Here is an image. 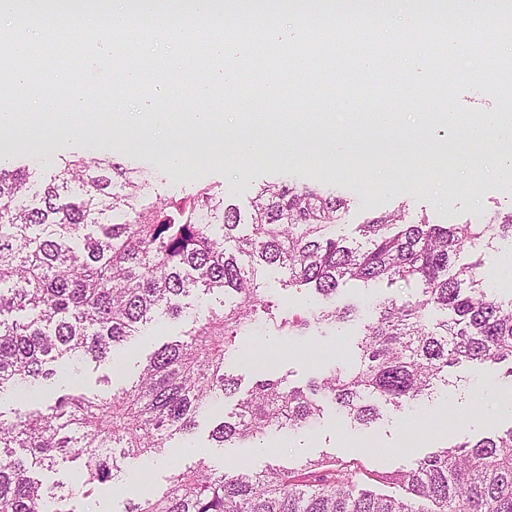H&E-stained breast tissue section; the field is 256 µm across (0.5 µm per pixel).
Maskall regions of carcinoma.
Listing matches in <instances>:
<instances>
[{
  "label": "carcinoma",
  "mask_w": 512,
  "mask_h": 512,
  "mask_svg": "<svg viewBox=\"0 0 512 512\" xmlns=\"http://www.w3.org/2000/svg\"><path fill=\"white\" fill-rule=\"evenodd\" d=\"M30 178L0 167V391L22 389L47 408L0 411V512H90L86 500L99 486L135 460L165 454L194 433L202 410L239 392L226 360L250 358L246 329L262 321L296 339L312 328L333 332L357 311L336 304L347 283L416 290L372 304L350 367L333 366L305 388L258 377L235 412L214 422L212 447L262 451L270 432L312 426L325 401L368 430L387 409L448 391L458 365L505 363L512 379V298L485 292L476 250L512 237V213L488 224L408 223L398 208L358 225L349 241L336 235L349 200L310 185L263 184L244 212L211 184L145 207L148 173L112 159L64 157L37 192ZM467 250L470 260L459 263ZM270 266L322 303L285 314L260 280ZM200 291L222 293L223 309L156 348L129 383L99 394L51 389L60 366L102 367L99 381L111 382L141 329L182 317L185 298ZM69 459L83 461L78 487L48 488L34 475ZM386 480L404 495L358 488L334 456L260 471L200 458L171 469L160 491L124 512H512V425L480 439L451 433Z\"/></svg>",
  "instance_id": "cac0c4a2"
}]
</instances>
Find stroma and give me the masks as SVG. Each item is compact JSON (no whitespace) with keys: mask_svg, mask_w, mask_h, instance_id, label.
Returning a JSON list of instances; mask_svg holds the SVG:
<instances>
[{"mask_svg":"<svg viewBox=\"0 0 512 512\" xmlns=\"http://www.w3.org/2000/svg\"><path fill=\"white\" fill-rule=\"evenodd\" d=\"M336 111L324 107L310 122L283 121L273 115H250L248 120L224 116L219 129L201 136L186 135L159 141L145 127L114 123L112 128L90 126L83 138L71 139L64 132L44 138L38 128L21 125L0 130V166L28 167L34 186L49 182L61 156L78 153L88 158L111 157L118 161L145 165L151 190L148 201L175 196L197 185L219 184L227 202L246 206L264 182L284 179L299 184L319 185L348 197L349 209L336 232L352 238L359 224L378 212L404 208L407 220L428 218L434 224L485 223L512 213V178L500 172L497 140L472 146L452 140L440 148L431 133L430 117L414 110L397 113L394 124L372 136L366 131V115H359L353 136L335 143L327 151L326 127L335 125ZM290 127L288 139H272L240 161L238 141L250 136L256 125ZM483 286L492 295L512 298V240L496 239L485 251ZM222 294L193 298L186 317L168 319L146 327L147 341L133 344V361H142L151 341H165L184 334L205 319L210 311L223 307ZM358 321L339 327L335 333L313 334L308 339H274L264 325H253L249 342L254 356L268 359L278 377L290 385L302 386L318 377L328 365L342 366L353 360ZM466 379L417 412L385 413L382 420L365 434L351 432L334 406L324 404L323 414L303 436L267 438L266 452L249 448H213L208 441L211 422L229 414L235 398L214 405L201 420L194 435L195 447L185 452L175 447L153 462L154 482L128 481L112 491L98 490L93 495L99 512H123L126 503L147 495L152 486H163L173 465L190 464L192 456L210 460L215 467L244 465L254 470L277 462L298 467L306 458L334 455L355 471L360 488L380 494L400 496L398 487L383 482L386 473L408 465L417 456L443 447L447 434L434 430L435 421L454 412L462 434L478 437L493 428L512 424V413L498 410L500 395L512 389L499 370L457 368Z\"/></svg>","mask_w":512,"mask_h":512,"instance_id":"35a3bbf8","label":"stroma"}]
</instances>
